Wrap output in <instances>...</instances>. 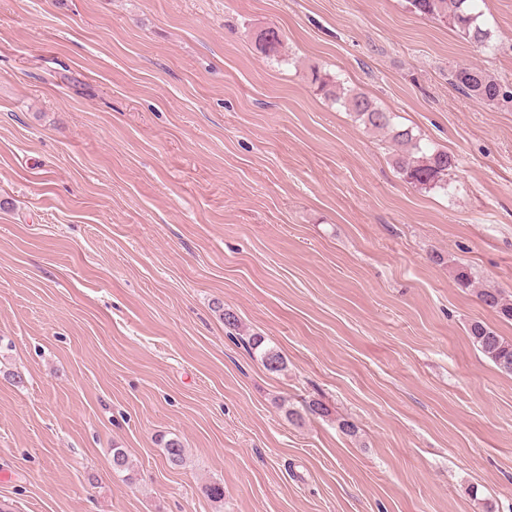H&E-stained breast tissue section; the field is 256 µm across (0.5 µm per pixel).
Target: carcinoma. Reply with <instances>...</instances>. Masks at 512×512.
Listing matches in <instances>:
<instances>
[{"mask_svg":"<svg viewBox=\"0 0 512 512\" xmlns=\"http://www.w3.org/2000/svg\"><path fill=\"white\" fill-rule=\"evenodd\" d=\"M479 0H409L415 12L451 25L465 41L480 49H492L491 32L478 11ZM259 48L267 57L280 53L282 40L279 32L269 28L259 36ZM456 86L478 102L512 101V89L489 76L477 67H462L452 72ZM312 82L326 96L342 103L356 114L366 126L387 133L397 146L394 163L402 177L421 189H448L449 171L455 161L448 152L420 144L411 130L393 123L391 113L380 109L367 96L341 86L329 74H313ZM455 280L459 287H475L476 277L468 266L457 265ZM477 297L500 318L512 321V300L497 289L479 288ZM470 337L484 356L500 370L512 373V340L507 339L482 322H474L469 329ZM248 346L260 358L262 365L271 372L285 368L280 352L266 344L262 336H251ZM164 451L170 465L178 467L185 460V448L176 438L164 442Z\"/></svg>","mask_w":512,"mask_h":512,"instance_id":"1","label":"carcinoma"}]
</instances>
